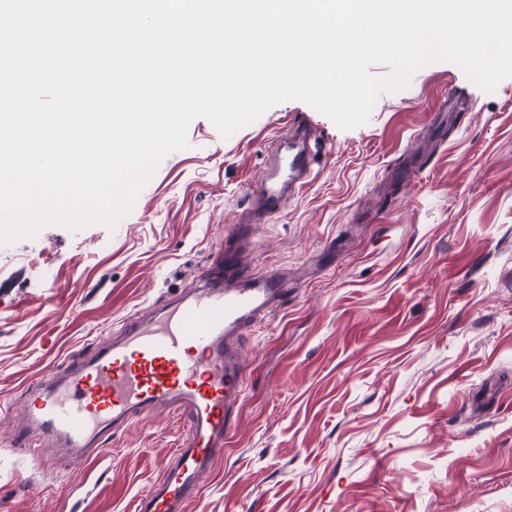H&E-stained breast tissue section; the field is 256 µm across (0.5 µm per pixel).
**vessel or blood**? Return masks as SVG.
<instances>
[{"label": "vessel or blood", "instance_id": "1", "mask_svg": "<svg viewBox=\"0 0 512 512\" xmlns=\"http://www.w3.org/2000/svg\"><path fill=\"white\" fill-rule=\"evenodd\" d=\"M313 127L310 118L297 121L269 176L251 188L255 216L279 212L307 183L318 152ZM249 235V225H240L199 270L196 288L130 322L123 338L47 371L19 408L49 441L71 448L73 467L94 472L117 430L158 410L176 415L187 438L160 482L140 497L138 512H185L235 431L248 371L239 339L287 293L277 271L253 277L245 255Z\"/></svg>", "mask_w": 512, "mask_h": 512}]
</instances>
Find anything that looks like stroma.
<instances>
[{
  "label": "stroma",
  "instance_id": "obj_1",
  "mask_svg": "<svg viewBox=\"0 0 512 512\" xmlns=\"http://www.w3.org/2000/svg\"><path fill=\"white\" fill-rule=\"evenodd\" d=\"M305 115L312 176L252 227L254 273L290 292L241 340L237 429L186 512H512V77L487 92L447 61L349 130L296 99L227 138L195 118L115 229L0 246V512H59L82 479L12 445L29 388L193 288ZM183 429L114 435L88 512H136Z\"/></svg>",
  "mask_w": 512,
  "mask_h": 512
}]
</instances>
